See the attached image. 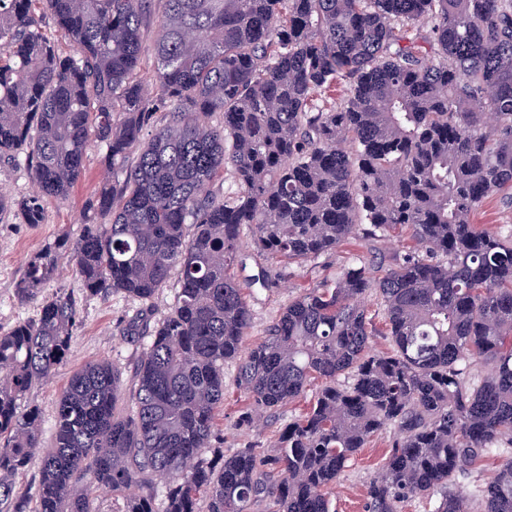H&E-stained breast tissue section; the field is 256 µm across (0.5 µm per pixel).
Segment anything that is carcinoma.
Returning <instances> with one entry per match:
<instances>
[{"label":"carcinoma","instance_id":"obj_1","mask_svg":"<svg viewBox=\"0 0 512 512\" xmlns=\"http://www.w3.org/2000/svg\"><path fill=\"white\" fill-rule=\"evenodd\" d=\"M160 2L153 98L138 68L154 0H0V164L27 165L36 185L0 193V215L42 223L94 141L112 181L96 199L103 223L72 247L84 292L149 302L175 269L180 285L162 320L129 327L142 353L128 413L112 364L86 363L59 396L51 448L30 392L70 355L80 301L61 290L0 336V512H99L98 489L123 500L116 512H329L328 490L387 426L398 437L367 512L435 493V512H468L450 486L512 447V238L472 222L512 191V0ZM48 14L71 53L46 37ZM342 83L338 103L328 93ZM226 170L231 197L211 189ZM398 225L414 252L353 260L245 347L251 312L232 273L244 233L289 264ZM63 247L29 262L19 302L59 276ZM370 295L388 354L369 350ZM228 362L248 425L322 384L271 447L226 455L215 418ZM472 363L492 366L477 385ZM33 460L29 491L15 477ZM483 512H512V457Z\"/></svg>","mask_w":512,"mask_h":512}]
</instances>
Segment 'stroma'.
Here are the masks:
<instances>
[{"label": "stroma", "mask_w": 512, "mask_h": 512, "mask_svg": "<svg viewBox=\"0 0 512 512\" xmlns=\"http://www.w3.org/2000/svg\"><path fill=\"white\" fill-rule=\"evenodd\" d=\"M105 151L97 143H90L84 157L81 179L64 196L50 199L45 206L42 223L28 224L18 214L0 218V334L12 329L18 322L36 318L39 304L20 303L14 295V284L28 261L45 245L63 241L76 242L89 222L88 206L95 201L103 184ZM414 242L408 230L397 227L387 231L379 243L358 238L343 242L336 249L304 261L291 263L289 268L253 255L251 247H243L245 260L236 265L234 274L244 286L251 310L252 325L247 344L262 340L266 328L272 324L288 302L306 290L319 287L332 279L350 259L360 257L372 261L375 252L385 255H405ZM60 276L45 284L44 295L60 290L82 298V323L75 333L70 359L59 366L52 380L33 390L42 418L44 443L54 436L56 407L59 395L70 376L81 365L106 359L117 371L124 392L133 388V372L141 354L139 343L129 336L127 326L142 308L140 301L115 294L103 299L83 294V283L73 270L66 249L59 252ZM273 277L272 285L258 281L260 272ZM224 408L216 419L218 434L223 439L225 452L251 444L269 447L277 431L298 415L304 401L289 403L272 412L257 428L242 426L239 417L247 408L237 388L234 364L224 366ZM396 438L393 428L387 427L372 436L364 448L354 456L342 472L339 481L328 493L330 512H364L367 485L380 469ZM512 455V450L500 448L487 454L469 478L458 480L454 492L464 499L469 512H482V490L498 466Z\"/></svg>", "instance_id": "stroma-1"}]
</instances>
